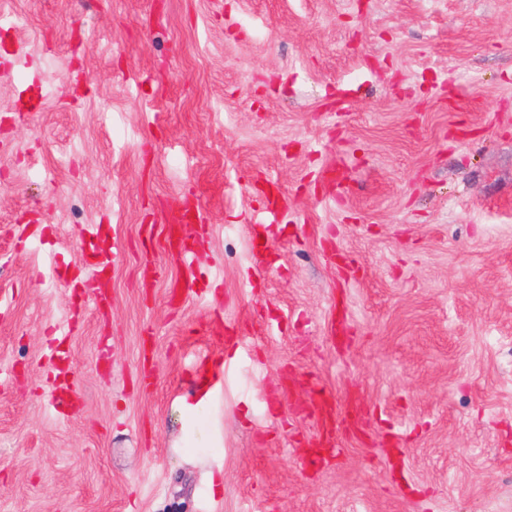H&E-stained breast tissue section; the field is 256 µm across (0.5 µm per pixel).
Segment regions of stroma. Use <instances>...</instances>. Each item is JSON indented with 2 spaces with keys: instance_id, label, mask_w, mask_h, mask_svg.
I'll list each match as a JSON object with an SVG mask.
<instances>
[{
  "instance_id": "stroma-1",
  "label": "stroma",
  "mask_w": 512,
  "mask_h": 512,
  "mask_svg": "<svg viewBox=\"0 0 512 512\" xmlns=\"http://www.w3.org/2000/svg\"><path fill=\"white\" fill-rule=\"evenodd\" d=\"M0 512H512V0H0ZM48 368L52 373L54 381V397L62 405L72 406L76 394V386L72 376L69 357L58 349L55 355L49 360Z\"/></svg>"
}]
</instances>
